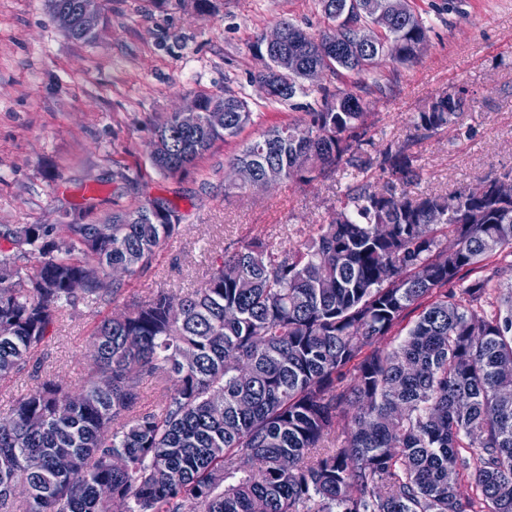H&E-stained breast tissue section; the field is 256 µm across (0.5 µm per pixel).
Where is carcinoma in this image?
I'll return each instance as SVG.
<instances>
[{
    "label": "carcinoma",
    "instance_id": "obj_1",
    "mask_svg": "<svg viewBox=\"0 0 512 512\" xmlns=\"http://www.w3.org/2000/svg\"><path fill=\"white\" fill-rule=\"evenodd\" d=\"M343 36L375 21L386 0H360ZM400 41L398 63L417 59L427 27L411 9L383 28ZM320 65L359 76L362 55L301 53L299 70L280 81L286 102L309 94L304 70ZM359 92L320 88L308 119L275 126L252 140L233 164L255 168L262 189L270 170L308 183L345 163L361 172L356 151L366 109ZM224 123L184 130L172 114L155 127L163 149L152 159L164 175L186 172L216 141L254 123L235 94L198 95ZM461 101L437 96L415 117L420 137L455 126ZM385 185H355L330 220L287 250L261 239L240 246L184 295L156 291L101 320L82 396L46 379L0 421V512L21 483L13 512H512V290L501 309L480 316L472 303L492 277L452 288L488 259L512 255V201L462 192L406 198L397 186L421 178L410 145L382 153ZM445 220L432 223L436 213ZM94 222L0 229V378L25 371L63 306L115 297L128 275L149 267L180 229L162 197ZM453 236V245L445 244ZM238 269L224 277V266ZM87 279L79 294L69 283ZM419 310L406 337L382 346L409 309ZM107 374L112 387L102 389ZM167 384L157 408L137 407L144 379ZM348 430L336 441L340 421ZM67 455L73 468L60 471ZM294 466L285 472L280 458ZM471 471L475 494L458 476ZM106 484L107 501L97 495Z\"/></svg>",
    "mask_w": 512,
    "mask_h": 512
}]
</instances>
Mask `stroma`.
<instances>
[{
	"label": "stroma",
	"instance_id": "35a3bbf8",
	"mask_svg": "<svg viewBox=\"0 0 512 512\" xmlns=\"http://www.w3.org/2000/svg\"><path fill=\"white\" fill-rule=\"evenodd\" d=\"M428 28L413 62L387 59L362 74L367 120L360 154L378 159L388 143L411 142L421 177L409 195L447 194L488 175L512 172V0H407ZM287 20L316 35L329 20L318 0H211L202 14L171 0H107L98 36L68 38L45 0H0V226L66 224L95 189L98 216L168 198L183 217L179 233L147 269L124 277L115 299L66 308L38 346V370L0 381V417L48 378L79 387L98 321L164 289L199 288L220 256L262 238L285 250L324 223L356 183L382 185L338 165L310 183L288 180L256 191L233 184L231 160L258 134L305 117L310 99H266L255 79L254 47ZM357 78L325 72L329 90ZM464 89L457 126L414 141L417 112L437 94ZM245 97L253 125L216 142L186 174L150 163L154 127L195 94Z\"/></svg>",
	"mask_w": 512,
	"mask_h": 512
}]
</instances>
